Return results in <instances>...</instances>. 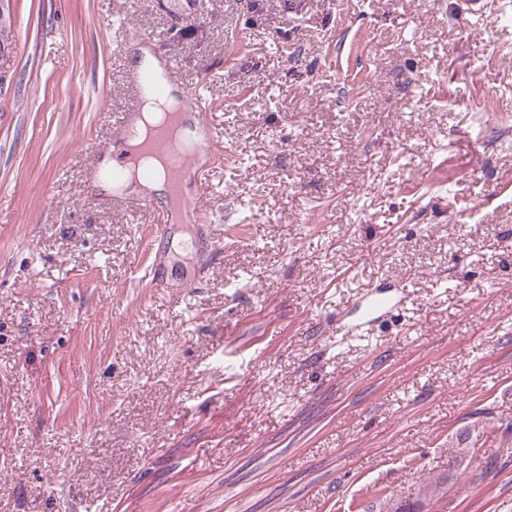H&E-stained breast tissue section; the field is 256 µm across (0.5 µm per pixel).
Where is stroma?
Returning <instances> with one entry per match:
<instances>
[{
    "label": "stroma",
    "instance_id": "35a3bbf8",
    "mask_svg": "<svg viewBox=\"0 0 512 512\" xmlns=\"http://www.w3.org/2000/svg\"><path fill=\"white\" fill-rule=\"evenodd\" d=\"M484 12L205 0L180 33L159 0H12L0 512H512V7ZM144 30L223 148L188 288L195 227L87 171Z\"/></svg>",
    "mask_w": 512,
    "mask_h": 512
}]
</instances>
